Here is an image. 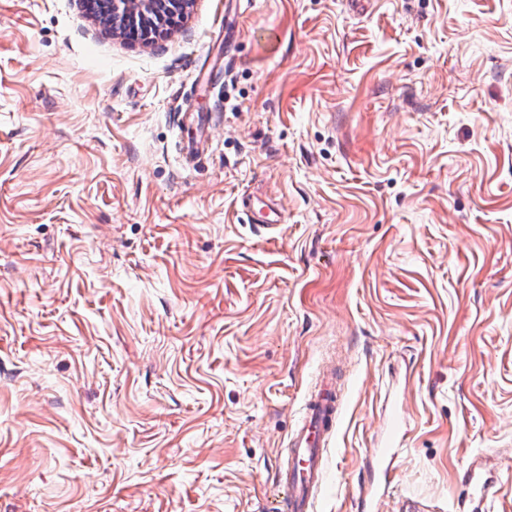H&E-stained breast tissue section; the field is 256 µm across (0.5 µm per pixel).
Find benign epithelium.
Listing matches in <instances>:
<instances>
[{
	"label": "benign epithelium",
	"mask_w": 512,
	"mask_h": 512,
	"mask_svg": "<svg viewBox=\"0 0 512 512\" xmlns=\"http://www.w3.org/2000/svg\"><path fill=\"white\" fill-rule=\"evenodd\" d=\"M194 0H89L86 11L103 21L112 36L123 39L143 38L154 44L166 35L163 25L183 16Z\"/></svg>",
	"instance_id": "obj_1"
}]
</instances>
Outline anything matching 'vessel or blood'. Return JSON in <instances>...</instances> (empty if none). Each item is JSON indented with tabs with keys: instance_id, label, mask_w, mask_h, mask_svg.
Here are the masks:
<instances>
[{
	"instance_id": "b4317fda",
	"label": "vessel or blood",
	"mask_w": 512,
	"mask_h": 512,
	"mask_svg": "<svg viewBox=\"0 0 512 512\" xmlns=\"http://www.w3.org/2000/svg\"><path fill=\"white\" fill-rule=\"evenodd\" d=\"M339 417L336 373L325 370L308 390L303 413L291 432L276 512H315L316 492L324 480L326 453ZM462 482L471 487L479 505L489 497L493 480L477 458L464 471Z\"/></svg>"
}]
</instances>
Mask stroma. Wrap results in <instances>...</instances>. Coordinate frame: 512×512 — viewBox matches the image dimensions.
Segmentation results:
<instances>
[{
	"label": "stroma",
	"instance_id": "35a3bbf8",
	"mask_svg": "<svg viewBox=\"0 0 512 512\" xmlns=\"http://www.w3.org/2000/svg\"><path fill=\"white\" fill-rule=\"evenodd\" d=\"M329 355L317 512L396 421L380 512H471L512 448V0H195L153 45L0 0V512H270ZM195 121L193 114L184 112L179 125L181 156L187 167L195 166L201 160L206 145V138L203 134L200 135L199 139L197 136L194 138H185L183 135L185 128L193 126ZM495 452L496 451L485 452L483 456L474 459L462 475L463 484L472 489L473 499L476 505L475 509L481 508L483 501L489 497L493 483L491 476H489L482 467L483 457L492 455Z\"/></svg>",
	"mask_w": 512,
	"mask_h": 512
}]
</instances>
